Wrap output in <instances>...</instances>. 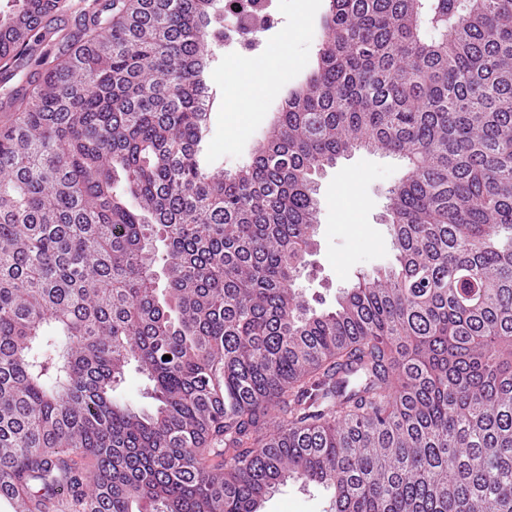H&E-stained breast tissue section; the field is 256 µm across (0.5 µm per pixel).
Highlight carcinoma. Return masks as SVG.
<instances>
[{
    "label": "carcinoma",
    "instance_id": "carcinoma-1",
    "mask_svg": "<svg viewBox=\"0 0 512 512\" xmlns=\"http://www.w3.org/2000/svg\"><path fill=\"white\" fill-rule=\"evenodd\" d=\"M0 13L12 512H512V0H329L249 163L200 157L214 0ZM394 155L395 262L313 306L318 180ZM155 405L114 396L129 365ZM92 458L91 468L81 465ZM66 4L65 10L59 14L58 25L62 31L58 36L64 32L74 30L75 24L81 19V14L84 8L90 3L91 0H64ZM333 491L321 486L288 480L270 497L259 512H325Z\"/></svg>",
    "mask_w": 512,
    "mask_h": 512
}]
</instances>
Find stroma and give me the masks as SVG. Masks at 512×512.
<instances>
[{"mask_svg": "<svg viewBox=\"0 0 512 512\" xmlns=\"http://www.w3.org/2000/svg\"><path fill=\"white\" fill-rule=\"evenodd\" d=\"M327 0H271L272 26L260 32L255 50L247 52L223 38L212 42L208 84L219 95L210 108V125L202 155L214 169L227 172L248 163L288 91L305 80L322 41L321 20ZM267 83L269 93L252 97L248 115L236 110L251 84ZM403 160L356 153L338 161L320 180L317 251L311 274L300 286L307 295L335 303L339 288L360 274L393 262L395 253L383 221L385 192L400 177ZM352 181L349 198L337 197L341 176ZM332 493L323 487L290 480L260 512H327Z\"/></svg>", "mask_w": 512, "mask_h": 512, "instance_id": "obj_1", "label": "stroma"}]
</instances>
